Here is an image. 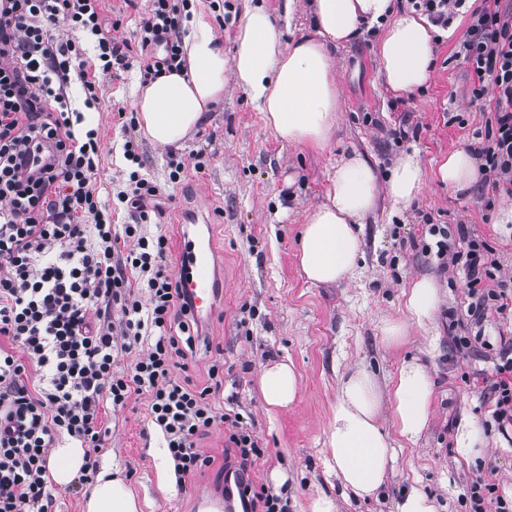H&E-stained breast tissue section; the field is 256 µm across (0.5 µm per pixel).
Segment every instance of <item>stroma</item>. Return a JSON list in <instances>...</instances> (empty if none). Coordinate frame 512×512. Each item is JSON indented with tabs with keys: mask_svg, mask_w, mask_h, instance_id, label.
Returning a JSON list of instances; mask_svg holds the SVG:
<instances>
[{
	"mask_svg": "<svg viewBox=\"0 0 512 512\" xmlns=\"http://www.w3.org/2000/svg\"><path fill=\"white\" fill-rule=\"evenodd\" d=\"M208 12L215 32L232 50L244 19V0H194ZM278 16L282 42L309 33V0H266ZM291 21H283L284 11ZM379 30H369L335 51L338 90L337 129L321 149L280 141L263 121L256 102L226 82L224 98L205 113L197 128L177 147L156 145L146 134L137 142L145 171L165 188L163 214L148 224L151 234L177 238L181 218L190 211H213L212 240L216 266L224 280V303L206 324L224 350L223 406L239 414L260 440L265 455L251 472L256 486L281 498L285 512H306L318 491L336 495L339 512H394L403 491L420 486L438 512H468L474 486L497 484L512 492V439L497 430L494 401L486 386L495 375L500 343H512V312L488 311L481 321L467 314L471 298L462 266H440L422 250L426 223L471 232L497 251L504 271H512V241L494 227L497 213L512 198L473 184L465 194L449 191L428 175L413 206L391 212L387 199L362 226L364 255L356 276L331 286H313L300 273L296 241L306 213L325 199L329 177L342 157L361 154L387 180L396 162L418 151L424 164L462 146H479L487 120L469 103L468 67L458 56V40L434 43L429 82L411 93L393 92L378 72L374 44ZM142 88L139 70L104 81L99 104L86 125L101 131L103 151L97 184L106 204L117 201L131 164L122 156L123 133L117 108L133 111ZM417 127L409 141H394L393 128ZM200 154L204 172L186 169L171 181L172 166ZM429 276L439 285L443 303L432 333L439 338L434 360L433 417L416 444L399 450L396 469L376 496L360 499L341 494L339 481L324 467L326 430L338 380L349 367L368 366L379 381L395 373L407 355L422 346L412 331L400 348L386 347L381 325L403 316L401 294L408 283ZM458 336L473 337V348L460 354ZM290 358L299 374L297 398L288 409L268 413L258 386L264 365ZM111 434L99 454L100 464L123 474L142 504V512H196V497L220 486L234 468L224 450V430L203 435L198 446L212 459L201 474L179 480L172 462H160L165 444L152 424L144 399L134 407L107 411ZM474 421L482 434L480 458L468 462L456 450L461 420ZM282 481H273L274 472Z\"/></svg>",
	"mask_w": 512,
	"mask_h": 512,
	"instance_id": "35a3bbf8",
	"label": "stroma"
}]
</instances>
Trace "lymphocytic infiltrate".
I'll use <instances>...</instances> for the list:
<instances>
[{
	"instance_id": "lymphocytic-infiltrate-1",
	"label": "lymphocytic infiltrate",
	"mask_w": 512,
	"mask_h": 512,
	"mask_svg": "<svg viewBox=\"0 0 512 512\" xmlns=\"http://www.w3.org/2000/svg\"><path fill=\"white\" fill-rule=\"evenodd\" d=\"M107 0H0V512H55L47 478L56 435L84 448L77 486L90 483L109 434L101 410L144 397L179 478L210 465L197 442L215 427L235 452V487L245 512H284L246 473L265 450L238 414L220 412L224 356L205 383L191 374L198 347L212 348L170 273L166 235L147 236L163 190L139 171L118 194L135 221L115 225L95 173L102 143L86 128L98 89L138 66L144 80L185 66L180 35L185 0H151L137 34L139 59L113 37ZM460 52L471 103L488 106L476 150L491 190L512 197V0L473 12ZM94 51L96 64L84 62ZM82 108H75V97ZM424 251L462 264L469 312L512 306V276L467 225L449 237L425 228ZM133 354L117 369L115 352ZM489 386L499 430L512 427V345H501Z\"/></svg>"
}]
</instances>
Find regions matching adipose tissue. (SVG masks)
<instances>
[{
	"mask_svg": "<svg viewBox=\"0 0 512 512\" xmlns=\"http://www.w3.org/2000/svg\"><path fill=\"white\" fill-rule=\"evenodd\" d=\"M314 28L282 44L271 11L252 0L239 26L232 52L214 34L207 13L192 10L184 40L187 70L149 81L136 102L139 122L157 145L181 144L204 112L224 97L226 79L257 102L263 121L281 141L321 148L337 125L336 69L333 52L382 26L375 48L378 70L387 85L411 92L427 83L432 46L439 27L411 11H398L394 0H312ZM436 174L453 193L468 190L477 179L471 152L457 148L435 163ZM426 179L418 152L405 154L379 184L374 168L360 155L337 163L324 203L309 211L299 241V264L306 282L334 285L351 279L362 257L359 225L365 224L386 198L394 212L408 210ZM404 316L383 323L381 336L390 347L402 346L410 329L425 334L421 356L402 362L386 384L365 366L345 371L328 422L326 468L343 492L364 499L376 495L397 462V442L417 443L427 429L434 401V382L427 361L438 350L431 336L441 304L435 281L421 276L402 292ZM298 372L291 362L267 364L259 387L267 411L291 406L297 397ZM389 425H382V414ZM85 512H141L136 496L110 467L97 473Z\"/></svg>",
	"mask_w": 512,
	"mask_h": 512,
	"instance_id": "obj_1",
	"label": "adipose tissue"
}]
</instances>
